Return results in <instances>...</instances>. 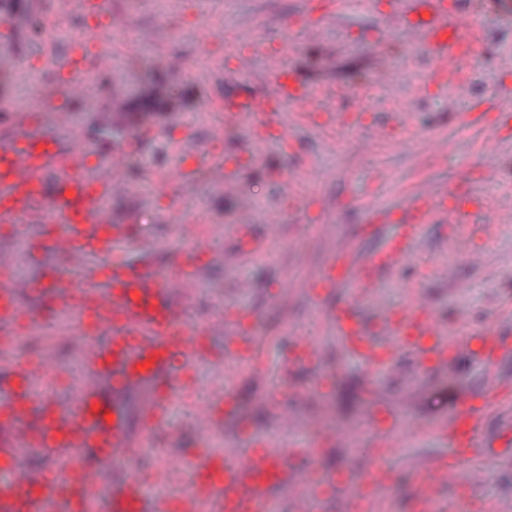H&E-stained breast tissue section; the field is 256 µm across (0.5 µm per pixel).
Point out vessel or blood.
Masks as SVG:
<instances>
[{
	"label": "vessel or blood",
	"mask_w": 512,
	"mask_h": 512,
	"mask_svg": "<svg viewBox=\"0 0 512 512\" xmlns=\"http://www.w3.org/2000/svg\"><path fill=\"white\" fill-rule=\"evenodd\" d=\"M387 21L406 33L425 35L442 61L455 54L476 28L473 14L449 15L448 0H392ZM106 60V53L93 50L86 41H75L66 53L62 79L50 89L52 96L71 97L73 76L102 69ZM274 80L272 96L255 90L225 95L211 139L223 141L248 119L280 127L278 103L316 95L311 84L283 70H275ZM12 126V133L0 137V224L37 219L40 247L54 260L43 265L24 291L8 274L0 275V333L15 332L22 295L44 308L67 304L78 320L80 346L93 349L91 366L110 379L113 394L147 386L142 437L150 439L166 421L173 391H190L172 366L177 360L190 364L199 353L203 329L193 324L185 304L176 297L194 267L186 262L165 273L155 271L150 258L164 250V241L134 237L131 223L115 224L105 217L106 202L116 191L119 176L135 159L130 143L114 146L104 160V173L90 178L81 170L87 155L83 135L77 128H65L60 114L45 115L38 124L30 114L18 111ZM469 217L466 204L452 205L447 194L420 190L384 245L363 253L347 240H337L328 261L312 272L311 279L333 289L353 278L362 285L363 296L371 297L372 284L398 266L423 225L454 227L467 223ZM281 237L282 226L275 216L268 220L263 239L243 243L240 250L258 253ZM125 242L135 244L147 263L138 268L130 265L118 249ZM68 270L80 272L81 277L67 290L63 278ZM331 317L343 349L374 370L411 354L424 365L442 361L448 371L455 361L477 355L490 364L512 358V315L507 313L487 320L478 336L443 335L421 299L384 319H370L350 303L336 305ZM320 362L317 338L308 333L296 337L288 366L315 367ZM245 372L262 373L257 339L226 340L219 380L226 383ZM1 380L6 389L0 397V469L5 472L0 479V512H93L107 467L123 465L139 453L121 406L93 388L79 391L73 400H60L50 389L36 388L23 364L13 365ZM505 399L498 390H484L478 403L462 410L445 429L447 457L410 469L411 512H439L441 475L457 487L452 512H477L474 489L480 475L463 472L462 466L472 460L512 462L511 455L500 451L499 437L483 433L492 407ZM82 449L90 451L92 462L79 458ZM27 453L47 455L49 467L36 477H22L21 460ZM297 455L294 448H228L221 459L204 460L190 470L198 512H273V492L279 488L322 493V486L311 482L307 471L295 467ZM387 481L384 464H369L351 496L355 512H383L380 491ZM146 483L143 474H132L113 492L112 512H156L158 504L146 493Z\"/></svg>",
	"instance_id": "1"
}]
</instances>
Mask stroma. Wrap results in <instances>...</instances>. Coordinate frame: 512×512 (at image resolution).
I'll use <instances>...</instances> for the list:
<instances>
[{
    "label": "stroma",
    "instance_id": "35a3bbf8",
    "mask_svg": "<svg viewBox=\"0 0 512 512\" xmlns=\"http://www.w3.org/2000/svg\"><path fill=\"white\" fill-rule=\"evenodd\" d=\"M36 2L14 0V10L0 21L8 30L0 36V82L6 86L0 94V127L18 110L37 117L61 109L83 131L90 151L84 172L92 176L112 144L124 137L123 131L104 126L107 113H119L126 123L149 113L158 118L159 133L152 141L136 143L135 161L123 174V187L113 195L107 215L116 222L133 219L134 235L168 242V251L152 259L158 269L195 262L196 274L185 283L183 298L196 324L207 327L216 316L249 309L254 320L246 331L258 336L264 363L263 377L246 375L231 382L236 411L225 415L210 435H199L192 404L208 401L217 369L213 354L223 350L225 340L219 333L209 336L207 350L191 366V398L174 393L166 424L152 443L108 471L97 512H109L113 489L143 471L147 461L176 454L191 466L200 451L218 453L245 444L305 449L313 443L308 425L323 418L335 426L359 424L357 442L323 445L317 455L297 458L296 464L334 469L350 483L360 477L378 434L391 425L416 427L405 447L383 459L394 475L385 490L390 512H409L407 470L446 453L441 432L466 396L512 383V362L490 367L475 358L448 376L420 368L408 357L368 371L342 348L326 313L328 306L360 300L358 284L345 280L322 298L314 293L309 275L328 260L338 237L364 250L383 245L395 227L375 224V211L400 216L422 186L459 191L497 206V235L487 240L476 232L454 234L440 224L424 225L400 265L374 284L365 306L381 316L421 296L442 330L453 329L463 317L475 333L487 318L503 312L505 301L512 299V147L490 159L483 140L485 123L497 117L493 102L512 97V0H448L449 10L464 9L479 22L472 51L460 59V75L450 84L436 81L439 62L424 40L385 21L388 0H341V17L319 21L310 44L301 34L311 20H319L315 7L321 0H195L181 11L173 0H151L148 10L122 13L112 24L78 12L72 2L67 16L55 20ZM202 16L219 27L222 41L199 44L195 26ZM248 19L259 23L253 43L238 39ZM52 23L59 34L48 43L39 31ZM160 24L170 30L167 40L148 41ZM78 38L115 51L111 68L77 75L83 88L79 98L61 102L45 96L61 76L69 44ZM240 52L253 56L251 71L237 70ZM277 67L319 88L318 102L282 104L281 130L247 122L227 141L211 142L209 127L225 91L268 89L267 79ZM387 68L398 73L390 84L379 76ZM316 107L338 113L334 133L298 120V113ZM476 110L482 124L461 121V114ZM398 112L411 114V130L395 127ZM380 130L388 131V138L377 151L364 154L360 141ZM432 138L447 143L440 156H427L421 147ZM403 139L410 151L399 149ZM213 152L222 154L240 193L227 192L223 178L206 170ZM181 165L198 168L197 179L168 180V173ZM303 169L311 185L299 196L295 177ZM202 211L214 215L217 225L200 244L183 236L179 226ZM273 211L283 226L277 256L262 253L226 263L225 254L236 250L241 236L262 235L265 217ZM244 212L250 221L240 229L236 219ZM322 224L331 225L332 234H320ZM38 230L33 222L0 225V269H8L18 283H26L43 265L35 242ZM444 262L455 268V281L438 274L436 266ZM22 304L27 326L15 350L20 360L50 354L68 373L59 388L62 399L91 381L111 394L109 381L92 377L86 352L76 346L75 317H46L28 298ZM305 332L321 344L320 368L282 374L294 337ZM368 377L381 402L364 390ZM270 393L275 396L271 402L266 399Z\"/></svg>",
    "mask_w": 512,
    "mask_h": 512
}]
</instances>
